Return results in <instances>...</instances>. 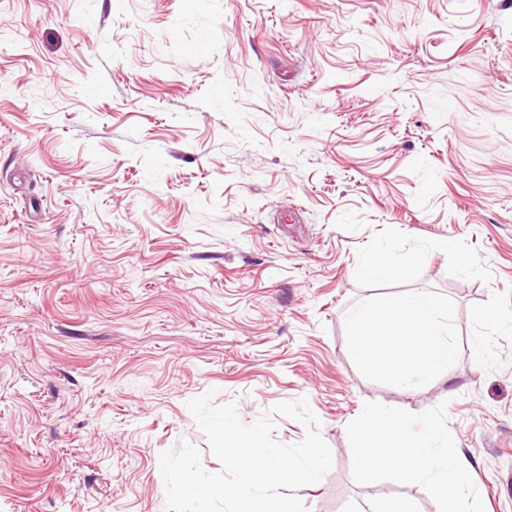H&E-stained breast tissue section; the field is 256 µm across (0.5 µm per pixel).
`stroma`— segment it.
<instances>
[{
	"mask_svg": "<svg viewBox=\"0 0 512 512\" xmlns=\"http://www.w3.org/2000/svg\"><path fill=\"white\" fill-rule=\"evenodd\" d=\"M388 247L406 275L365 267ZM425 289L454 356L408 390L357 306ZM512 0H0V512H165L163 452L222 466L213 392L333 455L305 512H512ZM490 352L479 358L477 344ZM369 409L477 479L355 464Z\"/></svg>",
	"mask_w": 512,
	"mask_h": 512,
	"instance_id": "obj_1",
	"label": "stroma"
}]
</instances>
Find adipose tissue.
<instances>
[{
  "instance_id": "obj_1",
  "label": "adipose tissue",
  "mask_w": 512,
  "mask_h": 512,
  "mask_svg": "<svg viewBox=\"0 0 512 512\" xmlns=\"http://www.w3.org/2000/svg\"><path fill=\"white\" fill-rule=\"evenodd\" d=\"M448 314L424 290L355 309L351 314L353 353L398 384H419L447 367ZM359 468L395 470L408 482L429 480L447 496L453 480L470 481L469 459L440 443L439 431L414 438L390 413L365 414L356 430Z\"/></svg>"
}]
</instances>
